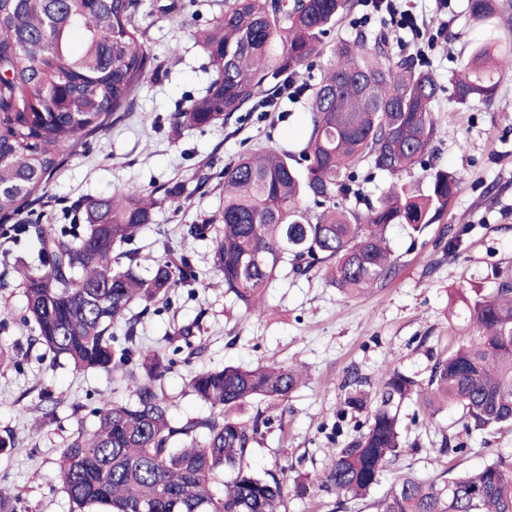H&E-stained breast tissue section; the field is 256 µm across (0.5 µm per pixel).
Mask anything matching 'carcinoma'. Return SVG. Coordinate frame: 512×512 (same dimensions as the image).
Instances as JSON below:
<instances>
[{"instance_id": "carcinoma-1", "label": "carcinoma", "mask_w": 512, "mask_h": 512, "mask_svg": "<svg viewBox=\"0 0 512 512\" xmlns=\"http://www.w3.org/2000/svg\"><path fill=\"white\" fill-rule=\"evenodd\" d=\"M143 0H0V220L19 214L46 187L64 157L86 134L126 112L152 63ZM357 7L355 0H224V13L200 42L216 76L205 95L171 114L177 127L204 128L261 104L273 108L287 81H299L323 51V37ZM474 23L501 13L499 0H468ZM281 43L282 50L273 49ZM336 63L307 85L309 124L298 151L252 149L224 166V206L207 224L188 225L195 239L212 238L213 266L224 293L259 316L262 295L280 268L306 272L330 263L331 283L356 295L396 271L387 231L413 233L440 222L462 178L433 169L427 191L400 175L430 166L440 129L439 85L418 56L394 54L387 29H360L336 44ZM512 61V40L492 36L452 74L454 101L491 103L500 61ZM276 80L272 84L269 79ZM392 181L376 198L362 193L357 171ZM183 189L127 187L88 198L78 208L88 229L16 224L14 239L36 236L48 270L21 271L24 320L35 341L75 369L130 375L126 401L102 399L57 460V478L71 512H281L287 494L317 485L339 497L366 499L382 472L406 456L395 404L417 395L425 417L462 409L468 432L512 426V265L493 270L494 285L465 299L476 339L434 364L421 384L396 369L372 390L354 374L344 410L365 421L327 467L293 487L246 460L271 417L238 413L251 400L280 403L305 382L303 370L259 362L200 371L190 392L210 408L175 420L161 379L173 364L142 345L137 318L178 289L198 282L186 252L142 269L130 244L153 223L155 209L184 207ZM309 199L313 209H301ZM124 334L117 335L119 328ZM223 483L217 496L213 485ZM376 512H512V457L499 456L465 473L449 467L433 479L406 472Z\"/></svg>"}]
</instances>
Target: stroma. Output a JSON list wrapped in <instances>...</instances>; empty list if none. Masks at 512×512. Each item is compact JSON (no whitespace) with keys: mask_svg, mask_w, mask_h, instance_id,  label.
Segmentation results:
<instances>
[{"mask_svg":"<svg viewBox=\"0 0 512 512\" xmlns=\"http://www.w3.org/2000/svg\"><path fill=\"white\" fill-rule=\"evenodd\" d=\"M170 0H143L144 25L155 67L138 89L130 111L119 113L108 129L85 136L46 187L44 197L17 215L20 223H71L68 213L79 201L122 188L184 185L193 188L181 212L155 210L133 242L140 254L159 258L167 250L188 252L199 271L193 289H180L173 305L146 313L138 326L144 344L166 348V332L189 331L187 347L173 356L163 380L174 418L206 415L207 406L188 389L191 375L227 364L260 361L304 366L307 381L288 401L269 407L254 400L243 419L271 411L275 422L256 444L252 469L287 478H315L329 463L331 448L350 441L360 416L342 413L343 384L350 372L371 383L398 369L426 382L437 359L474 338L459 294L492 286L494 268L512 264V69L499 73L491 104L462 107L450 98L449 75L466 59L475 42L503 34L512 21V0H500L501 18L478 27L470 20L467 0H448V24L428 54L441 86L443 109L433 163L462 178L461 189L443 218L412 235L401 225L388 230L397 260L393 278L371 293L347 297L331 285L327 265L306 273L280 270L264 290L265 312L250 316L225 295L213 270L212 243L187 236L188 225L203 223L223 205L215 175L225 164L255 148H294L304 142L306 102L283 111L241 113L228 123L201 129H176L172 112L205 94L214 78L208 57L197 43L224 0H190L177 13ZM209 175L203 189L199 176ZM463 229L456 247L440 238L442 226ZM39 244L0 245V305L14 313L0 323V347L14 351L17 364H0V435L13 434V449L0 452V484L21 499V512H70L56 478V461L78 429H92L89 414L103 398L123 391V382L106 372H80L67 361L53 360L33 343L34 332L21 315L25 297L20 270L39 269ZM55 417H45L48 401ZM417 399L399 407L403 436L415 452L384 473L376 494H383L406 470L431 478L446 467L441 438L465 442L460 468L468 471L496 456H512V428L465 434L459 408L422 419Z\"/></svg>","mask_w":512,"mask_h":512,"instance_id":"obj_1","label":"stroma"}]
</instances>
